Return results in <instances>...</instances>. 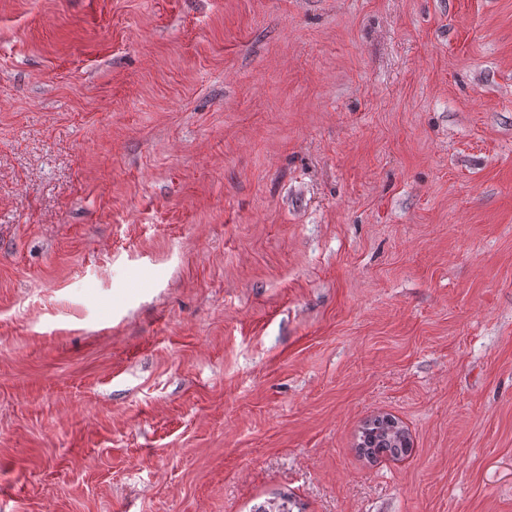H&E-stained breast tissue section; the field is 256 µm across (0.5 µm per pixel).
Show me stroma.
<instances>
[{
    "label": "stroma",
    "instance_id": "stroma-1",
    "mask_svg": "<svg viewBox=\"0 0 512 512\" xmlns=\"http://www.w3.org/2000/svg\"><path fill=\"white\" fill-rule=\"evenodd\" d=\"M284 495L512 512V0H0V512ZM397 422L388 415L375 417L362 427L358 435V449L369 459L379 456L400 458L406 456L412 449L410 437H399L393 432V425ZM398 423V422H397Z\"/></svg>",
    "mask_w": 512,
    "mask_h": 512
}]
</instances>
